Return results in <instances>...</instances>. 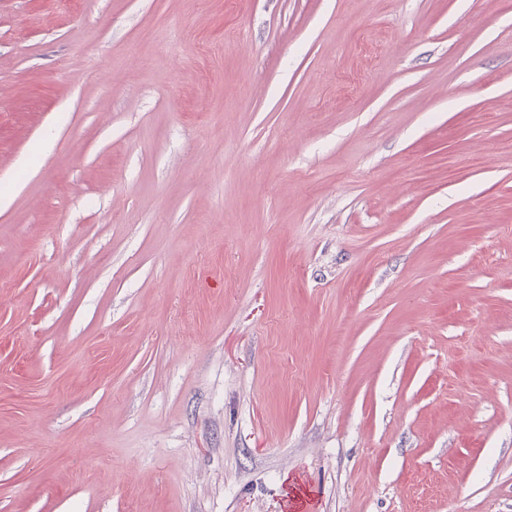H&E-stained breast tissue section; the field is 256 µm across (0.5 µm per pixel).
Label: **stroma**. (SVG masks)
I'll use <instances>...</instances> for the list:
<instances>
[{
  "mask_svg": "<svg viewBox=\"0 0 512 512\" xmlns=\"http://www.w3.org/2000/svg\"><path fill=\"white\" fill-rule=\"evenodd\" d=\"M1 192L0 512H512V0H0Z\"/></svg>",
  "mask_w": 512,
  "mask_h": 512,
  "instance_id": "stroma-1",
  "label": "stroma"
}]
</instances>
